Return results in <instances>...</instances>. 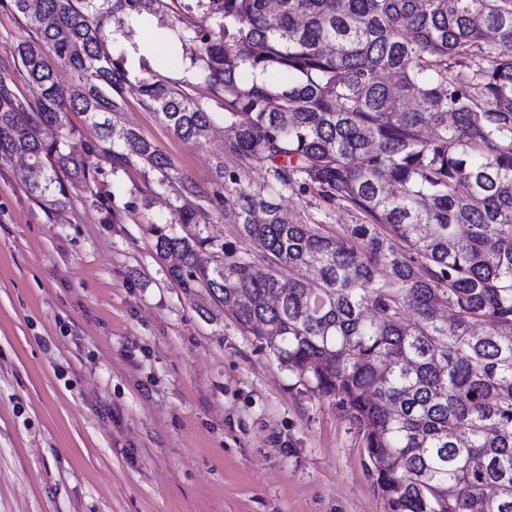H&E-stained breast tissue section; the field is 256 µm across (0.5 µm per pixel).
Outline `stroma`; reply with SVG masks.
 <instances>
[{
	"instance_id": "stroma-1",
	"label": "stroma",
	"mask_w": 512,
	"mask_h": 512,
	"mask_svg": "<svg viewBox=\"0 0 512 512\" xmlns=\"http://www.w3.org/2000/svg\"><path fill=\"white\" fill-rule=\"evenodd\" d=\"M0 7V70L32 40ZM125 123L202 186L224 126L192 147L125 92ZM23 162L0 165V512H385L362 437L209 297L186 295L155 250L156 211L114 223L83 190L56 211L33 200ZM297 219L353 223L287 197Z\"/></svg>"
}]
</instances>
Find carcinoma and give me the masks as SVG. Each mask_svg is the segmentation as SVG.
Returning a JSON list of instances; mask_svg holds the SVG:
<instances>
[{"label":"carcinoma","instance_id":"obj_1","mask_svg":"<svg viewBox=\"0 0 512 512\" xmlns=\"http://www.w3.org/2000/svg\"><path fill=\"white\" fill-rule=\"evenodd\" d=\"M158 2L0 0L36 35L15 57L39 90L30 101L0 72V162L26 158L39 202L62 209L81 187L109 215L98 154L117 180L151 176L126 206L164 201L151 231L169 275L336 400L386 512H512V0H174L159 46L181 49L224 111L144 59L135 79L188 145L224 122L241 164L217 162L210 190L107 117L125 110L128 57ZM72 112L95 132L81 156L64 149ZM293 196L361 223L334 235L294 222L280 204ZM228 213L254 250L172 229Z\"/></svg>","mask_w":512,"mask_h":512}]
</instances>
